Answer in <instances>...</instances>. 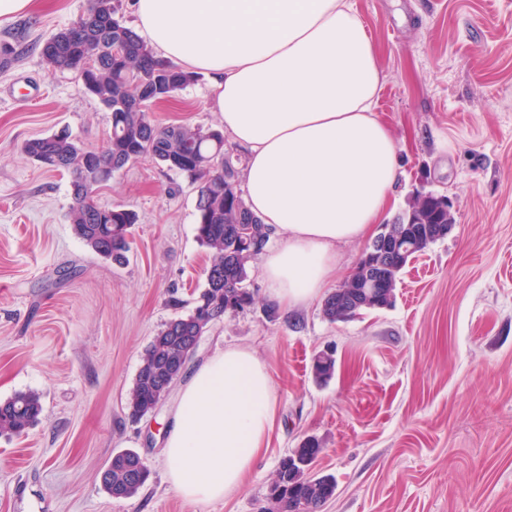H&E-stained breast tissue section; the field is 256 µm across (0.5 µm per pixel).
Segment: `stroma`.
Returning a JSON list of instances; mask_svg holds the SVG:
<instances>
[{"label": "stroma", "instance_id": "stroma-1", "mask_svg": "<svg viewBox=\"0 0 512 512\" xmlns=\"http://www.w3.org/2000/svg\"><path fill=\"white\" fill-rule=\"evenodd\" d=\"M378 48L376 112L399 142L403 174L386 217L416 191L448 196L452 230L406 268L397 300L346 322L321 299L269 311L259 262L252 307L213 324L189 363L246 348L265 364L276 415L236 490L199 503L173 491L162 453L173 405L141 419L127 397L162 326L205 284L197 187L143 158L95 194L134 210L119 267L68 221L67 172L21 151L69 129L102 148L109 122L75 73H52L33 45L70 27L88 0H38L0 28L20 54L0 70V401L40 394L26 434L0 437V512H260L281 458L309 439L314 475L336 481L319 512H512V0H353ZM206 76L151 106L160 124L217 125ZM335 352L325 383L314 355ZM132 449L150 477L111 498L100 473Z\"/></svg>", "mask_w": 512, "mask_h": 512}]
</instances>
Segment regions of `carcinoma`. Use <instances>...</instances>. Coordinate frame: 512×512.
Instances as JSON below:
<instances>
[{
    "mask_svg": "<svg viewBox=\"0 0 512 512\" xmlns=\"http://www.w3.org/2000/svg\"><path fill=\"white\" fill-rule=\"evenodd\" d=\"M51 72L71 71L87 92L109 112L110 132L101 151L86 148L63 131L24 143L23 151L47 171L71 175L72 205L68 219L74 234L96 255L122 265L131 249L130 229L138 223L136 212L100 206L92 190L109 182L112 174L143 158L198 185L197 239L207 248L211 263L204 289L193 299L190 312L167 322L153 337L141 357L135 382L127 399L128 415L140 419L169 395L167 382L178 375L175 361L191 346V336L201 327L245 310L254 303L247 286L249 268L268 243L269 233L252 214L237 189L238 170L224 149V133L202 125L160 126L149 115L150 106L166 100L196 75L159 57L151 46L126 24L115 0H88V7L70 27L36 44ZM436 194L419 193L408 207L414 218L403 215L397 223L415 239L418 251L440 240L438 230L447 225L448 213L438 210ZM248 224L259 241L247 254L239 247V228ZM322 314L331 323L349 320L345 293L337 290L322 303ZM336 358L317 353L311 373L315 380H330ZM42 413L41 397L34 391L17 392L0 402V435L20 436L36 424ZM321 448L313 440L285 456L267 486L262 512H318L336 492L329 476L315 477L311 465ZM137 452L126 450L112 457L102 482L114 499L136 496L150 470L136 462Z\"/></svg>",
    "mask_w": 512,
    "mask_h": 512,
    "instance_id": "cac0c4a2",
    "label": "carcinoma"
}]
</instances>
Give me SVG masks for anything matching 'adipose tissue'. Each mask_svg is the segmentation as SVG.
Returning <instances> with one entry per match:
<instances>
[{
	"label": "adipose tissue",
	"mask_w": 512,
	"mask_h": 512,
	"mask_svg": "<svg viewBox=\"0 0 512 512\" xmlns=\"http://www.w3.org/2000/svg\"><path fill=\"white\" fill-rule=\"evenodd\" d=\"M135 30L210 79V109L246 152L250 211L279 238L261 271L283 308L317 298L336 246L385 216L402 174L380 120L377 48L352 0H132ZM275 418L271 378L245 349L217 353L181 388L164 458L176 493L237 488Z\"/></svg>",
	"instance_id": "obj_1"
}]
</instances>
